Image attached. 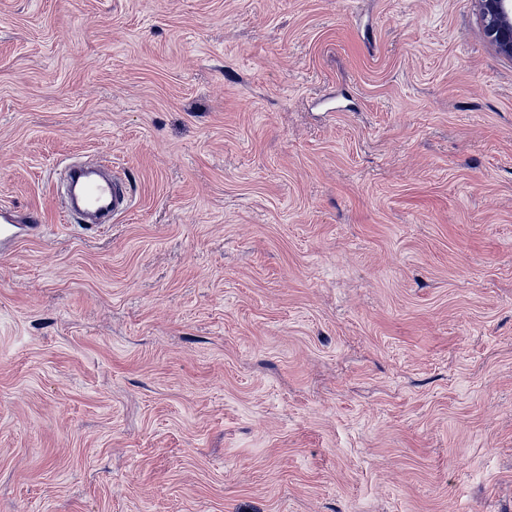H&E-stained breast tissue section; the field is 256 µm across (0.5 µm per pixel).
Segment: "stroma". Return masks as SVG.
<instances>
[{
    "label": "stroma",
    "instance_id": "1",
    "mask_svg": "<svg viewBox=\"0 0 512 512\" xmlns=\"http://www.w3.org/2000/svg\"><path fill=\"white\" fill-rule=\"evenodd\" d=\"M0 208V512H512L478 0H0ZM70 205L63 211L67 223H80L86 228L97 227L102 220L128 210L130 194L126 181L117 175L103 176L85 168L68 165ZM93 216L101 217L94 221ZM35 218L32 214L20 216L12 210L0 208V240L5 241L21 234H30Z\"/></svg>",
    "mask_w": 512,
    "mask_h": 512
}]
</instances>
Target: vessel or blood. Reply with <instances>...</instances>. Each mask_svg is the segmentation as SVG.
<instances>
[{
  "mask_svg": "<svg viewBox=\"0 0 512 512\" xmlns=\"http://www.w3.org/2000/svg\"><path fill=\"white\" fill-rule=\"evenodd\" d=\"M70 204L64 210L65 222L91 228L96 218H109L127 210L130 194L126 181L119 176H103L85 168H70ZM33 215H18L0 208V240L29 233Z\"/></svg>",
  "mask_w": 512,
  "mask_h": 512,
  "instance_id": "1",
  "label": "vessel or blood"
}]
</instances>
